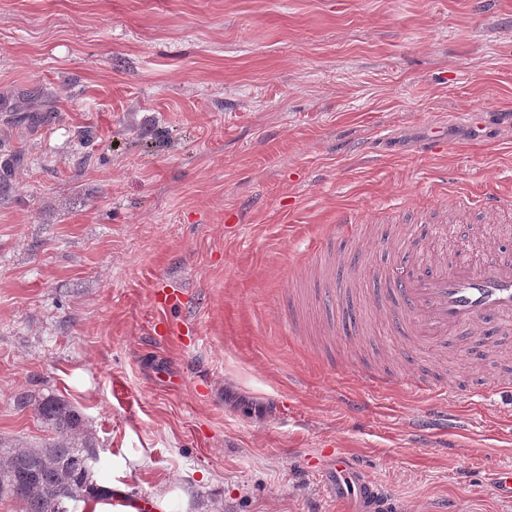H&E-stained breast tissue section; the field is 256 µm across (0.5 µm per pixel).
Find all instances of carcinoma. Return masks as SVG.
<instances>
[{"label": "carcinoma", "mask_w": 512, "mask_h": 512, "mask_svg": "<svg viewBox=\"0 0 512 512\" xmlns=\"http://www.w3.org/2000/svg\"><path fill=\"white\" fill-rule=\"evenodd\" d=\"M30 402L55 436L0 451V497L17 502L20 512H69L72 489L83 480L84 465L98 450L97 439L70 402L51 393Z\"/></svg>", "instance_id": "1"}]
</instances>
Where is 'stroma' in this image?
I'll list each match as a JSON object with an SVG mask.
<instances>
[{
    "instance_id": "35a3bbf8",
    "label": "stroma",
    "mask_w": 512,
    "mask_h": 512,
    "mask_svg": "<svg viewBox=\"0 0 512 512\" xmlns=\"http://www.w3.org/2000/svg\"><path fill=\"white\" fill-rule=\"evenodd\" d=\"M26 102L49 121L13 124ZM440 137L438 154L422 145ZM0 446L51 435L27 395L79 409L97 484L171 512H353L317 479L354 457L400 512H512V405L446 408L354 368L494 376L459 336L410 351L376 314L388 247L343 253L352 316L283 322L295 261L337 210L512 191V0H0ZM473 264L512 215L447 225ZM180 291L181 339L154 289ZM443 421H434L438 410Z\"/></svg>"
}]
</instances>
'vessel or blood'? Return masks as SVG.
<instances>
[{"instance_id": "b4317fda", "label": "vessel or blood", "mask_w": 512, "mask_h": 512, "mask_svg": "<svg viewBox=\"0 0 512 512\" xmlns=\"http://www.w3.org/2000/svg\"><path fill=\"white\" fill-rule=\"evenodd\" d=\"M511 202L502 194L488 192L477 198L457 195L448 204L489 212L504 209ZM379 226L377 216L340 209L336 212L333 232L356 242L362 239L365 229ZM335 264L336 251L333 243L328 242L313 249L301 273L314 299L327 310L335 309L344 298L343 291L333 286L329 274ZM377 275L385 295L378 300L376 308L412 346L436 350L446 346L451 337L478 331L484 325L512 323L511 259L490 258L479 266L470 263L450 266L438 259L424 272L408 258L398 257L381 267ZM154 303L165 312L159 320L165 335H180V324L171 322L167 316L168 310L181 306L179 294L156 293ZM466 383L462 375L449 384L414 378L406 380L405 387L415 394L444 400L461 392ZM320 476L337 499L360 501L364 512H394L395 505L387 493L366 481L345 457H337L333 468L321 470Z\"/></svg>"}]
</instances>
